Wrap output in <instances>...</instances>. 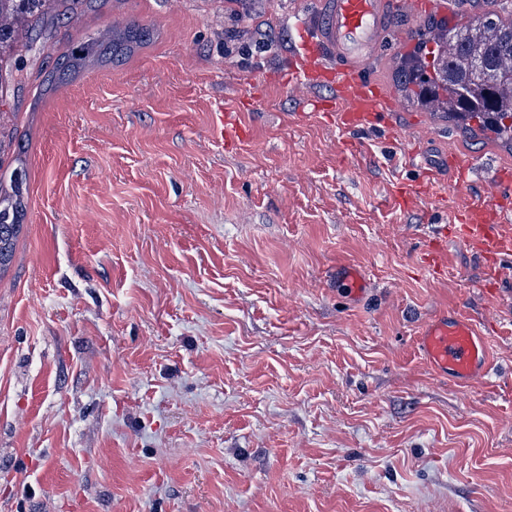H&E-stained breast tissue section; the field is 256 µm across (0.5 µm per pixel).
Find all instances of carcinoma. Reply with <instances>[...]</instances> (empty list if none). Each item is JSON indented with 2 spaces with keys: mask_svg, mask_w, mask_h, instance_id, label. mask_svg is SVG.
<instances>
[{
  "mask_svg": "<svg viewBox=\"0 0 512 512\" xmlns=\"http://www.w3.org/2000/svg\"><path fill=\"white\" fill-rule=\"evenodd\" d=\"M62 0H0V88L22 76L13 63V44L29 28L56 11ZM145 33L128 27L123 37L112 41L123 54L143 44ZM413 50L400 58L395 80L412 103L466 129L471 122L512 146V20L492 18L487 13L464 24L448 26V19L431 17L427 28L413 34ZM482 64L495 75L491 82L473 77L474 64ZM0 176V272L13 259L26 206L22 174L9 176L11 192Z\"/></svg>",
  "mask_w": 512,
  "mask_h": 512,
  "instance_id": "carcinoma-1",
  "label": "carcinoma"
}]
</instances>
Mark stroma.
<instances>
[{"instance_id": "obj_1", "label": "stroma", "mask_w": 512, "mask_h": 512, "mask_svg": "<svg viewBox=\"0 0 512 512\" xmlns=\"http://www.w3.org/2000/svg\"><path fill=\"white\" fill-rule=\"evenodd\" d=\"M316 0H83L17 53L0 158L26 216L0 274V512H512V259L447 241L451 213L397 182L469 157L479 199L512 146L408 104L394 63L429 17L512 0H435L373 64L402 102L376 126L305 113L281 75ZM136 23L133 54L48 86L68 51ZM249 131L231 144L217 104ZM362 267L351 300L337 268ZM491 339L466 387L420 359L444 311Z\"/></svg>"}]
</instances>
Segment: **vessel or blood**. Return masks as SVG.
I'll return each mask as SVG.
<instances>
[{
  "label": "vessel or blood",
  "instance_id": "b4317fda",
  "mask_svg": "<svg viewBox=\"0 0 512 512\" xmlns=\"http://www.w3.org/2000/svg\"><path fill=\"white\" fill-rule=\"evenodd\" d=\"M421 0H317V9L300 29L301 40L291 52L283 73L290 94L306 101L311 111L332 112L343 130L365 129L380 117L398 111L389 100L371 65L391 32L398 15H416ZM326 86L329 97L314 96ZM434 197L438 206L451 208L455 222L453 238L487 263L490 277H498L501 262L512 256V229L505 223L503 208L512 197V170L498 169L490 178L480 202H465L437 192L401 182L394 196L400 207L414 206L422 195ZM336 279L352 299L366 294L364 272L346 266ZM418 348L425 363L436 373L452 374L459 384L487 372L491 364L490 341L470 319L441 313L427 320L418 336Z\"/></svg>",
  "mask_w": 512,
  "mask_h": 512
}]
</instances>
